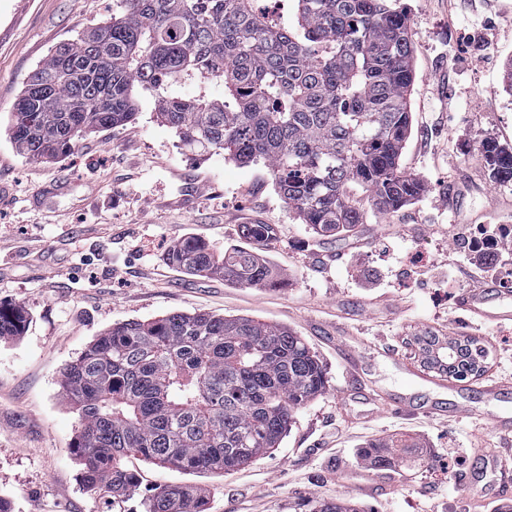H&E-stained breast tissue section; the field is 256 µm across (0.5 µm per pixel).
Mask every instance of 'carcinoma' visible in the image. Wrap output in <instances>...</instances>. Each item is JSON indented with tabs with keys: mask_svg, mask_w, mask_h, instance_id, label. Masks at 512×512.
<instances>
[{
	"mask_svg": "<svg viewBox=\"0 0 512 512\" xmlns=\"http://www.w3.org/2000/svg\"><path fill=\"white\" fill-rule=\"evenodd\" d=\"M112 19L60 45L14 104L9 135L32 160L72 152L85 135L134 119L150 96L190 151L269 168L281 199L315 233L362 223L350 188L383 211L415 200L422 182L400 169L411 131L414 46L403 0H288V15L255 0H119ZM224 81V97L208 92ZM191 87V95L175 89ZM489 177L512 182V150L482 144ZM170 264L238 286L277 288L273 263L244 246L214 253L186 237ZM28 312L0 304V340L22 335ZM466 339L433 363L455 378L482 371ZM79 417L76 456L91 489L135 490L122 459L137 453L178 471L238 470L279 446L296 413L326 390V370L298 334L247 316L173 313L116 323L60 370ZM418 443L370 442L372 464L415 461ZM203 489H153L145 512H202ZM313 512H359L350 498Z\"/></svg>",
	"mask_w": 512,
	"mask_h": 512,
	"instance_id": "1",
	"label": "carcinoma"
}]
</instances>
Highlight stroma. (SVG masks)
Returning a JSON list of instances; mask_svg holds the SVG:
<instances>
[{
	"label": "stroma",
	"instance_id": "obj_1",
	"mask_svg": "<svg viewBox=\"0 0 512 512\" xmlns=\"http://www.w3.org/2000/svg\"><path fill=\"white\" fill-rule=\"evenodd\" d=\"M118 0H0V303L28 312L22 334L0 341V496L13 512H145L155 487L192 482L205 512H310L317 500L348 497L362 512H512V440L488 417L428 411L448 391L421 390L411 409L390 399L405 380L428 372L421 336L475 339L487 352L480 375L455 396L478 399L501 385L512 411V321L479 322L463 309L476 264L512 270L498 252L463 247L467 225L512 227V184L492 183L481 153L492 140L512 148V93L503 65L512 58V0H408L415 81L411 134L401 169L424 190L394 211L368 191L351 197L364 222L341 236H318L275 190L263 164L183 148L141 97L127 125L88 135L51 161L20 155L8 135L10 112L28 75L61 43L103 24ZM65 189L41 211L43 185ZM265 224L267 238L239 228ZM216 252L248 244L285 282L270 289L189 275L166 255L184 237ZM173 312L248 316L294 329L316 352L328 387L298 411L271 455L229 474H192L129 455L135 493L91 492L74 459L77 415L59 395L63 364L103 330ZM362 364L351 379L344 351ZM412 435L424 463L376 468L358 458L365 443ZM495 458L508 472L473 496L463 474Z\"/></svg>",
	"mask_w": 512,
	"mask_h": 512
}]
</instances>
